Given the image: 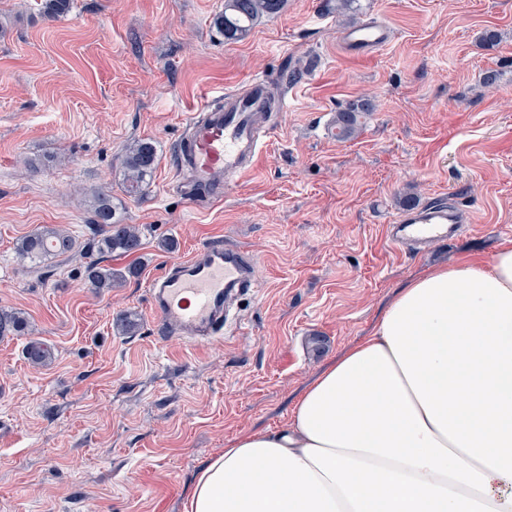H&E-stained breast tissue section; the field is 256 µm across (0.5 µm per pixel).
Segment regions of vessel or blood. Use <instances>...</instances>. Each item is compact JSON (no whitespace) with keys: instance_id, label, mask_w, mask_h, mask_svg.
I'll return each instance as SVG.
<instances>
[{"instance_id":"b4317fda","label":"vessel or blood","mask_w":512,"mask_h":512,"mask_svg":"<svg viewBox=\"0 0 512 512\" xmlns=\"http://www.w3.org/2000/svg\"><path fill=\"white\" fill-rule=\"evenodd\" d=\"M388 40V27L379 21L361 22L340 34L352 56L374 53ZM270 95L269 83L255 78L243 92L225 93L189 114L177 166L191 199L223 201L231 180L255 169ZM469 222L468 209L458 203L416 206L391 220L388 237L396 246L421 251L456 240ZM255 268V258L242 247L220 241L205 242L190 257L172 263L148 285L159 337L176 336L196 346L222 338L238 295L259 286Z\"/></svg>"}]
</instances>
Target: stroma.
Segmentation results:
<instances>
[{
    "label": "stroma",
    "mask_w": 512,
    "mask_h": 512,
    "mask_svg": "<svg viewBox=\"0 0 512 512\" xmlns=\"http://www.w3.org/2000/svg\"><path fill=\"white\" fill-rule=\"evenodd\" d=\"M223 8L73 0L49 20L35 0H0V308L29 323L0 336V512H182L204 459L283 429L297 395L371 334L404 283L512 241V0H361V18L390 29L366 57L343 50L346 23L325 0H285L241 41L214 27ZM488 30L499 42H482ZM255 77L288 88L255 170L222 204L187 199L175 150L189 112ZM364 98L375 111L336 139V111ZM143 138L158 166L136 199L120 189L122 160ZM43 155L60 162L24 168ZM101 191L142 232L136 254L106 263L138 264L137 277L97 294L80 257L19 258L45 226L92 238ZM409 193L457 196L471 226L399 250L387 225ZM211 238L257 259L261 291L207 347L158 339L149 281ZM123 312L136 333L116 329ZM34 342L51 351L46 366L27 361Z\"/></svg>",
    "instance_id": "1"
}]
</instances>
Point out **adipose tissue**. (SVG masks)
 Here are the masks:
<instances>
[{
  "label": "adipose tissue",
  "mask_w": 512,
  "mask_h": 512,
  "mask_svg": "<svg viewBox=\"0 0 512 512\" xmlns=\"http://www.w3.org/2000/svg\"><path fill=\"white\" fill-rule=\"evenodd\" d=\"M183 512H512V246L400 288L284 430L203 463Z\"/></svg>",
  "instance_id": "ef3b65f1"
}]
</instances>
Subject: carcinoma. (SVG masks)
I'll use <instances>...</instances> for the list:
<instances>
[{
  "instance_id": "obj_1",
  "label": "carcinoma",
  "mask_w": 512,
  "mask_h": 512,
  "mask_svg": "<svg viewBox=\"0 0 512 512\" xmlns=\"http://www.w3.org/2000/svg\"><path fill=\"white\" fill-rule=\"evenodd\" d=\"M283 0H224V11L218 13L213 24L224 33L226 41H240L246 38L257 21L281 9ZM72 0H39V11L47 19L67 15ZM360 13V0H336V14L354 23ZM368 100L353 104L336 112L333 128L336 138L347 140L360 129L361 118L373 111ZM158 161L157 148L150 139L133 141L126 150L123 160L124 174L122 191L128 196H141L150 185ZM94 224L99 227L93 241L78 246L70 232L46 227L25 236L18 244L19 255L30 260H39L49 255L80 254L85 258V284L97 292L112 289L113 285L138 274V269L129 266L114 270L102 264V258L112 253L131 255L142 246L141 231L134 224H121L114 219L112 195L99 192L93 197ZM28 330V322L15 310H0V336L18 335Z\"/></svg>"
}]
</instances>
